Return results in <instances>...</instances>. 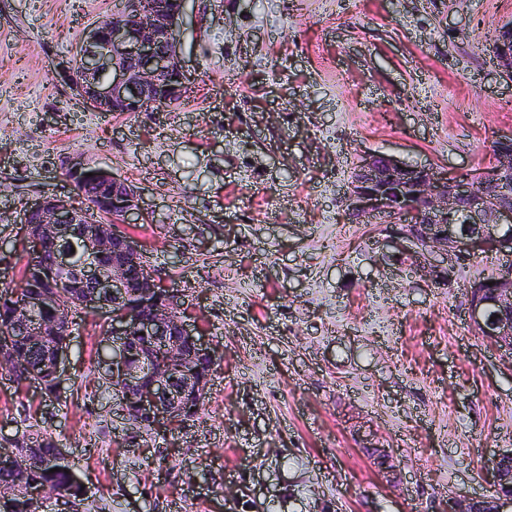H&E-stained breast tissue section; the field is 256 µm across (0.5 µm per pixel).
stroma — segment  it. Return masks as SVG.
<instances>
[{
  "label": "stroma",
  "instance_id": "stroma-1",
  "mask_svg": "<svg viewBox=\"0 0 512 512\" xmlns=\"http://www.w3.org/2000/svg\"><path fill=\"white\" fill-rule=\"evenodd\" d=\"M115 0H0V282L26 262L23 212L72 192V157L125 177V225L215 350L204 406L165 433L123 418L97 362L103 314H78L60 394L0 375V443L66 450L86 512H442L491 495L512 448V358L468 322L466 289L384 257L347 223L354 163L385 152L451 175L512 132L495 29L512 0H188L189 79L166 112L86 109L66 74ZM387 449L386 477L366 452Z\"/></svg>",
  "mask_w": 512,
  "mask_h": 512
}]
</instances>
